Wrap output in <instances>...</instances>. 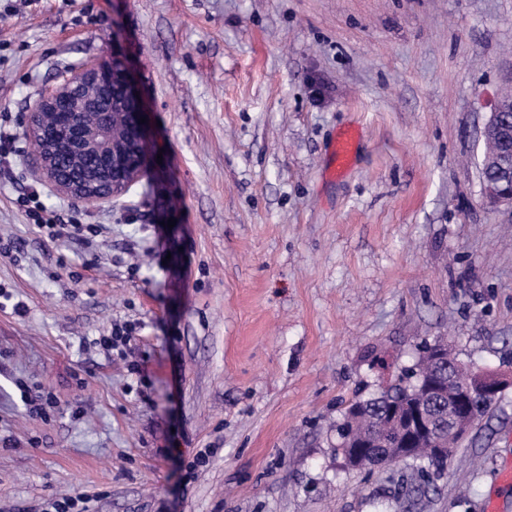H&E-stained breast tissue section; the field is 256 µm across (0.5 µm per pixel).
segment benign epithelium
Segmentation results:
<instances>
[{"instance_id": "1", "label": "benign epithelium", "mask_w": 512, "mask_h": 512, "mask_svg": "<svg viewBox=\"0 0 512 512\" xmlns=\"http://www.w3.org/2000/svg\"><path fill=\"white\" fill-rule=\"evenodd\" d=\"M106 99L99 109L98 126L87 131L79 125L76 112L60 113L59 123L53 130L45 125L47 111L61 101L77 104L93 99ZM512 110V100L499 94L492 105L490 118L482 131L484 149L487 150L484 164L493 165L506 173L512 170V155L499 147L502 141L505 113ZM144 108L130 81L123 63L89 61L64 72L59 81L38 95L25 112L24 131L28 140L39 145L37 162L32 175L38 182L49 186L56 193L85 207L94 208L111 202L128 192L138 181L147 166V137L145 125L140 123ZM75 140L83 142V153L102 152L112 157V168L103 167L78 178L71 171H79L83 164L82 153L67 156V166H62L60 154ZM482 198L496 207L512 210V178H481ZM452 378L431 377L420 382L424 395L442 403L445 389ZM512 385V374L480 368H472L467 384L459 387L448 402V417L443 422L433 423L430 413L422 403H414L410 411L399 417L393 409L389 417L402 420L403 439L395 449L394 458L376 454L368 444H347L346 460L354 469H366L373 465H392L412 457V445L420 436L441 453L465 439L476 424L469 413V400L474 392L497 397Z\"/></svg>"}]
</instances>
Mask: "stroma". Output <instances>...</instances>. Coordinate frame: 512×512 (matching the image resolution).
Here are the masks:
<instances>
[{
	"label": "stroma",
	"instance_id": "obj_1",
	"mask_svg": "<svg viewBox=\"0 0 512 512\" xmlns=\"http://www.w3.org/2000/svg\"><path fill=\"white\" fill-rule=\"evenodd\" d=\"M101 58L127 67L149 156L87 208L36 186L21 121ZM510 86L512 0H0V284L26 306L0 309V512H512V387L428 481L336 452L347 403L421 339L512 370V212L478 168ZM32 187L101 226L91 248L28 222ZM115 323L141 325L142 373L93 345ZM357 140V132L354 130H344L334 141L332 146V156L336 162L337 168L345 167L351 160ZM482 198L496 207H506L512 211V178L488 179L481 178Z\"/></svg>",
	"mask_w": 512,
	"mask_h": 512
}]
</instances>
